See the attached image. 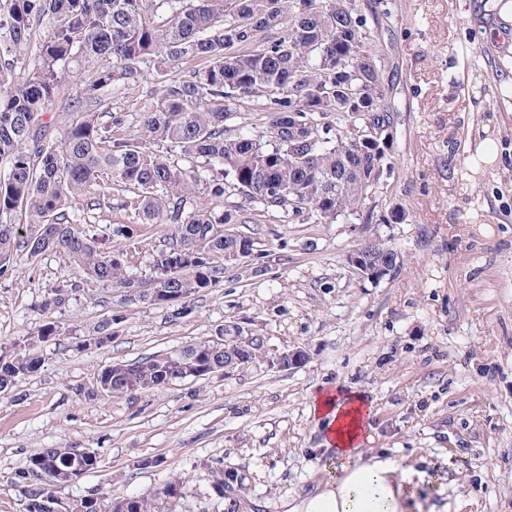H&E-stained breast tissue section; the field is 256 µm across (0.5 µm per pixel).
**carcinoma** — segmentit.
Segmentation results:
<instances>
[{"label": "carcinoma", "mask_w": 512, "mask_h": 512, "mask_svg": "<svg viewBox=\"0 0 512 512\" xmlns=\"http://www.w3.org/2000/svg\"><path fill=\"white\" fill-rule=\"evenodd\" d=\"M46 26L34 55L32 31ZM282 35L260 42L277 26ZM373 34L352 0H5L0 6V269L18 249L34 259L59 252L91 286L109 288L126 303L165 305L181 315L191 297L224 282V226L253 209L287 223L352 215L363 224H390L402 210L376 217L367 200L391 174L395 113L387 99L385 65ZM29 60L23 72L17 64ZM203 67L176 71L183 60ZM82 79L71 92L74 76ZM155 81L139 130L120 136L123 114L112 90ZM350 91L355 107L336 88ZM262 100L265 122L231 134L227 122ZM60 114L51 112L52 107ZM123 211L115 236L136 244L140 224H166L170 237L152 255L154 294L128 252H104L94 234L78 230L84 215ZM254 254L251 277L268 271L267 254L242 236ZM370 259L399 262L398 253L368 241ZM72 292H46L41 311L66 305ZM64 335L52 322L23 347L0 353V392L42 365L38 346ZM248 348L261 364L272 354L266 337L248 330ZM210 339L165 355L103 367L97 383L107 396H132L168 383L200 380L197 365L224 359ZM87 448H44L15 472L11 484L23 512H108L112 501L90 495L63 500L60 490L97 469ZM214 489L231 483L235 512L245 477L216 461ZM171 479L159 490L130 497V512H161L157 500L181 495Z\"/></svg>", "instance_id": "cac0c4a2"}]
</instances>
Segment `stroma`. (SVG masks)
<instances>
[{
	"label": "stroma",
	"mask_w": 512,
	"mask_h": 512,
	"mask_svg": "<svg viewBox=\"0 0 512 512\" xmlns=\"http://www.w3.org/2000/svg\"><path fill=\"white\" fill-rule=\"evenodd\" d=\"M372 29L395 101V168L369 200L403 207L399 224L352 217L286 224L242 210L237 229L269 252L268 273L230 265L219 286L172 317L82 285L60 253L15 255L0 271V348L45 323L64 337L40 348L39 371L0 395V512H21L11 479L44 448L93 450L97 469L63 499L148 494L183 482L174 512H222L208 463L249 478L244 512H284L315 492L334 452L312 392L340 385L372 408L366 456L414 473L418 512H512V22L495 0H355ZM493 163L474 166L484 139ZM401 257L372 282L348 263L370 239ZM70 286L69 303L39 305ZM113 318L108 346L76 351ZM258 330L271 348L304 350L285 371L253 365L133 397H86L100 369L170 352L221 325ZM83 394H76V387ZM161 458L142 467L143 458Z\"/></svg>",
	"instance_id": "stroma-1"
}]
</instances>
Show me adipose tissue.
<instances>
[{
  "label": "adipose tissue",
  "instance_id": "adipose-tissue-1",
  "mask_svg": "<svg viewBox=\"0 0 512 512\" xmlns=\"http://www.w3.org/2000/svg\"><path fill=\"white\" fill-rule=\"evenodd\" d=\"M314 409L326 420L336 456L324 484L288 501L285 512H408L412 492L407 472L392 461L364 456L365 400L343 390H324L317 393Z\"/></svg>",
  "mask_w": 512,
  "mask_h": 512
}]
</instances>
